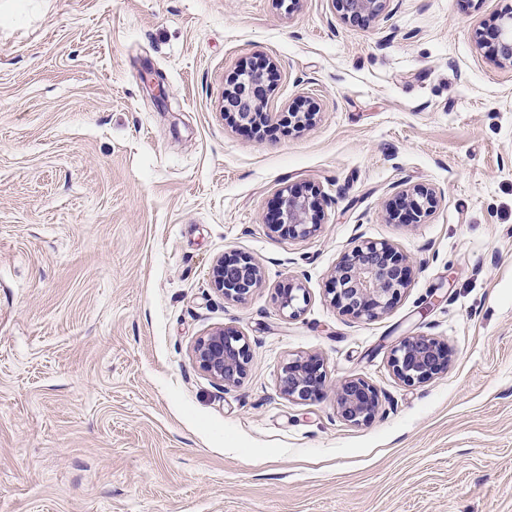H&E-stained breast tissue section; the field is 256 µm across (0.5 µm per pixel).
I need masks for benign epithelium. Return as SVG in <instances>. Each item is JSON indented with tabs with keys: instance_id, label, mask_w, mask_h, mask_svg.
I'll use <instances>...</instances> for the list:
<instances>
[{
	"instance_id": "benign-epithelium-1",
	"label": "benign epithelium",
	"mask_w": 512,
	"mask_h": 512,
	"mask_svg": "<svg viewBox=\"0 0 512 512\" xmlns=\"http://www.w3.org/2000/svg\"><path fill=\"white\" fill-rule=\"evenodd\" d=\"M344 19L377 17L386 0H333ZM491 54L501 65L512 66V9L499 17L493 30ZM273 62L256 63L242 71L232 89L237 96L236 115L242 126L257 128L266 113L251 103L254 91L266 84ZM437 202L434 189L425 186L398 192V204L404 214L420 222L430 215ZM320 208L316 200L294 187L279 192L277 221L273 227L285 226V233L304 237L316 231ZM338 270L341 275L332 288L333 300L345 312L359 318L374 319L388 310L401 289L407 285L402 259L386 243L366 241L346 256ZM214 289L227 299L241 300L261 282L259 266L246 255H228L216 260L211 269ZM307 300L305 289L290 284L276 294L279 311L295 316L300 302ZM192 357L198 367L214 380L228 386L243 379L250 367L252 354L246 337L232 327L218 328L200 337ZM448 345L424 335L400 338L390 350V367L395 377L408 386L424 384L448 367ZM326 372L314 357L290 359L282 367L279 389L296 402H306L323 394ZM337 414L352 425L369 421L379 406V393L362 378H349L334 390Z\"/></svg>"
}]
</instances>
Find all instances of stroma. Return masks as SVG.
Returning a JSON list of instances; mask_svg holds the SVG:
<instances>
[{"label":"stroma","instance_id":"obj_1","mask_svg":"<svg viewBox=\"0 0 512 512\" xmlns=\"http://www.w3.org/2000/svg\"><path fill=\"white\" fill-rule=\"evenodd\" d=\"M511 7L0 0V512H512V67L480 46ZM268 59L256 133L224 93ZM286 185L318 195L308 236L271 228ZM413 186L431 215L390 216ZM364 240L411 269L373 320L329 294ZM232 251L262 273L240 301L211 285ZM219 327L252 353L226 387L192 358ZM412 334L452 361L408 386ZM296 356L323 396L280 393ZM353 377L382 400L360 425L336 413ZM344 19L355 21L360 18L378 17L386 0H333ZM305 303L307 295L305 288L300 284H288V288H282L276 294V303L279 311L288 312V316H296L301 311L300 302ZM448 344L424 335L400 338L390 350V367L395 377L408 386L424 384L448 368ZM325 387L326 372L323 363L317 358H292L282 367L279 389L289 400H312L323 394Z\"/></svg>","mask_w":512,"mask_h":512}]
</instances>
